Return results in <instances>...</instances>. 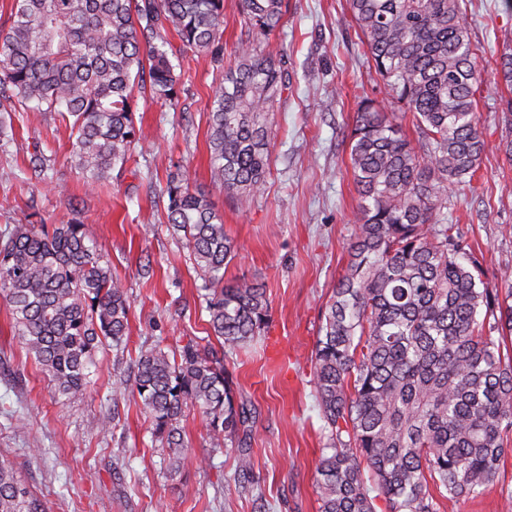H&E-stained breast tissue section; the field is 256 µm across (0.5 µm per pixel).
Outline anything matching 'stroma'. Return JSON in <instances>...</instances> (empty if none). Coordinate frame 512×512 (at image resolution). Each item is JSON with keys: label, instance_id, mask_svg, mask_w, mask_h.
<instances>
[{"label": "stroma", "instance_id": "35a3bbf8", "mask_svg": "<svg viewBox=\"0 0 512 512\" xmlns=\"http://www.w3.org/2000/svg\"><path fill=\"white\" fill-rule=\"evenodd\" d=\"M286 3L282 25L266 37L227 7L222 60L187 55L174 100L136 93L141 141L125 170L113 171L103 185H86L70 152V128L56 113L0 116L17 140L0 148V230L29 222L83 224L131 304L125 351L100 352L87 390L61 398L13 338L10 310L0 299V451L45 496L49 512H318L317 466L329 439L311 353L357 224L345 134L359 95L381 100L385 93L358 51L347 0ZM465 23L471 42L485 50L476 60L483 80L477 112L488 146L473 190L449 194L445 210L478 256L484 281L496 284L512 268V164L496 148L504 100L486 59L512 49V7L506 0H467ZM269 46L282 53L288 87L271 114L266 190L243 206L211 187L208 104L239 52ZM36 154L50 161L47 179L32 170ZM171 179L210 192L238 246L225 281L266 288L267 328L226 361L239 395L257 410L256 493L238 483L233 449L211 446L197 410H186L181 421L185 446L173 470L139 399L112 397L114 372H130L141 350L216 342L204 282L168 222L163 190ZM106 417L112 430L102 435L94 426ZM511 490L512 455L481 496L444 500L440 512H502Z\"/></svg>", "mask_w": 512, "mask_h": 512}]
</instances>
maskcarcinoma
Wrapping results in <instances>:
<instances>
[{"label": "carcinoma", "mask_w": 512, "mask_h": 512, "mask_svg": "<svg viewBox=\"0 0 512 512\" xmlns=\"http://www.w3.org/2000/svg\"><path fill=\"white\" fill-rule=\"evenodd\" d=\"M364 53L381 77L389 112L362 95L347 135L358 194L347 263L325 306L312 351L313 384L329 452L317 468L319 512H440L439 499L478 497L512 453V284L506 295L463 255L465 239L443 213L448 193L471 185L486 148L474 67L479 47L466 0H348ZM267 36L283 0H234ZM225 0H13L0 36V112H54L69 122L86 184L112 178L140 141L134 89L172 100L182 73L172 59L223 52ZM172 30L181 46L164 38ZM510 94L497 148L512 162V52L489 60ZM286 78L269 50L239 53L210 101L211 183L246 204L269 171L270 112ZM411 123L409 139L402 122ZM168 223L209 291L216 351L189 341L135 359L132 390L179 467L180 420L196 409L215 448H234L253 473L256 411L238 396L224 361L269 322L266 289L224 284L237 246L208 193L166 184ZM0 296L13 335L70 397L90 384L107 347L127 345L130 302L79 223L16 224L0 232ZM0 512H48L0 452Z\"/></svg>", "instance_id": "carcinoma-1"}]
</instances>
